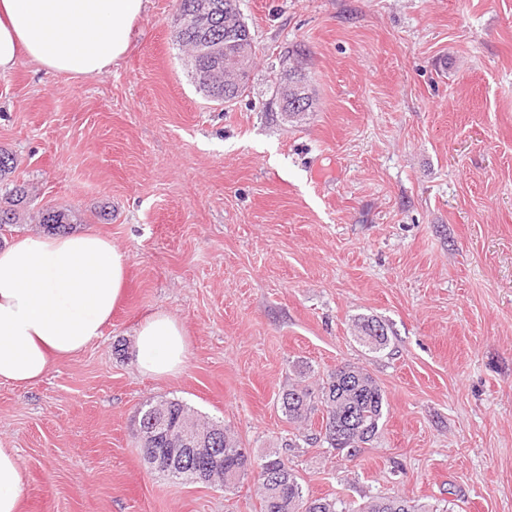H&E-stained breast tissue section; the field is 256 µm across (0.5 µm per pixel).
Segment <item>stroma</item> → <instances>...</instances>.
Listing matches in <instances>:
<instances>
[{"label": "stroma", "mask_w": 512, "mask_h": 512, "mask_svg": "<svg viewBox=\"0 0 512 512\" xmlns=\"http://www.w3.org/2000/svg\"><path fill=\"white\" fill-rule=\"evenodd\" d=\"M255 55L242 97L195 86L177 0H149L104 75L0 74V148L31 207L79 208L128 256L102 336L26 393L0 383V447L22 512H260L255 474L223 490L151 471L141 405L223 421L252 459L362 507L512 512V0H240ZM315 109L281 112L284 70ZM176 317L188 356L159 380L134 335ZM372 317L386 349L359 343ZM363 368L385 391L353 458L297 435L289 383Z\"/></svg>", "instance_id": "1"}]
</instances>
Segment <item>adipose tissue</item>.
<instances>
[{
  "mask_svg": "<svg viewBox=\"0 0 512 512\" xmlns=\"http://www.w3.org/2000/svg\"><path fill=\"white\" fill-rule=\"evenodd\" d=\"M147 0H0V73L21 60L51 74L108 73L132 43ZM128 257L88 230L26 236L0 249V383L25 389L97 340L122 292ZM136 367L164 379L185 365L188 337L158 311L135 332ZM22 471L0 448V512H20Z\"/></svg>",
  "mask_w": 512,
  "mask_h": 512,
  "instance_id": "obj_1",
  "label": "adipose tissue"
}]
</instances>
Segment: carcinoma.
<instances>
[{"label":"carcinoma","instance_id":"cac0c4a2","mask_svg":"<svg viewBox=\"0 0 512 512\" xmlns=\"http://www.w3.org/2000/svg\"><path fill=\"white\" fill-rule=\"evenodd\" d=\"M228 2L230 0H178V14L183 18L196 14L202 8L211 11L206 29L199 31L185 26L177 31V42L185 49L194 50L202 42L221 48L215 58L206 61L201 56L189 62V66L191 77L199 89L222 102H231L247 90L244 82L237 86L236 91L224 95V66L242 47L251 56L255 53L251 40L243 45H230L225 40L231 31L246 33L239 23L240 13L228 7ZM17 165L15 155L0 149V182L5 183L4 192L0 194V227L35 220L45 232L60 234L85 222L84 214L77 208L46 207L30 212V189L24 184L8 182ZM359 339L371 349L381 351L389 344L388 327L374 318L364 319ZM386 404L381 386L368 373L351 365L336 368L314 389L292 385L278 397L281 414L290 423H302L311 414L322 412L321 431L315 439L349 456L360 452L375 438ZM157 413L167 416V425L165 429L154 432L152 447H170L169 432L190 422L208 433L211 447L224 449V487L228 488L240 479L238 469L250 455L229 433L210 432V429H222L224 425L219 422L202 424L185 404L166 400L144 404L139 411V429L148 428L151 416ZM255 472L261 487V512H430L425 505H412L405 499L390 496L377 497L357 511L336 499L313 498L305 493L297 475L277 453L269 454L256 463Z\"/></svg>","mask_w":512,"mask_h":512}]
</instances>
